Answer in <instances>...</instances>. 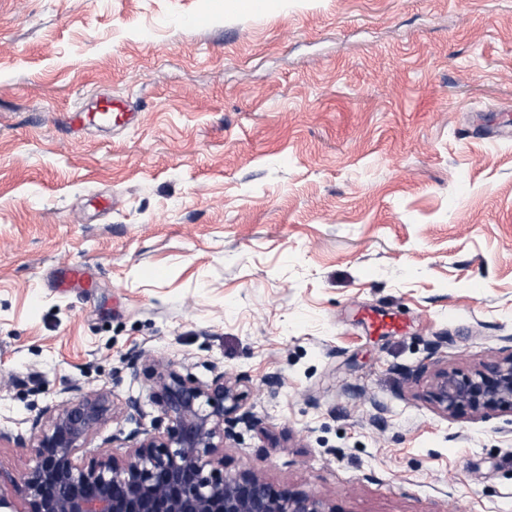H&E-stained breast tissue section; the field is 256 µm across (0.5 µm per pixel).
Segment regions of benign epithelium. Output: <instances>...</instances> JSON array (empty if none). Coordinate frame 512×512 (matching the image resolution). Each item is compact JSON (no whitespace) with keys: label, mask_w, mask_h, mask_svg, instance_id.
I'll return each mask as SVG.
<instances>
[{"label":"benign epithelium","mask_w":512,"mask_h":512,"mask_svg":"<svg viewBox=\"0 0 512 512\" xmlns=\"http://www.w3.org/2000/svg\"><path fill=\"white\" fill-rule=\"evenodd\" d=\"M159 388L164 430L136 428L112 441L129 445L121 459L79 456L108 420L109 393L81 392L44 411L30 443L35 465L14 485L23 512H337L328 499L277 487L252 470L224 466V439L240 421L244 393L222 372L208 383L181 374L148 352L131 357ZM431 398L450 417L512 412V351L475 373L437 368Z\"/></svg>","instance_id":"benign-epithelium-1"}]
</instances>
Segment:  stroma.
Here are the masks:
<instances>
[{
	"label": "stroma",
	"mask_w": 512,
	"mask_h": 512,
	"mask_svg": "<svg viewBox=\"0 0 512 512\" xmlns=\"http://www.w3.org/2000/svg\"><path fill=\"white\" fill-rule=\"evenodd\" d=\"M511 126L512 0H0V512L74 389L114 405L85 458L158 426L140 350L243 378L229 470L512 512V413L429 396L512 348ZM96 110L99 112L98 114L92 115L88 113L90 120H100L101 112L105 115L107 119H110L112 122L113 114L115 113V119L118 117H122V121L126 125H132L136 121L137 112H133L129 103L127 101L115 100L112 96H106L100 98L96 104Z\"/></svg>",
	"instance_id": "stroma-1"
}]
</instances>
